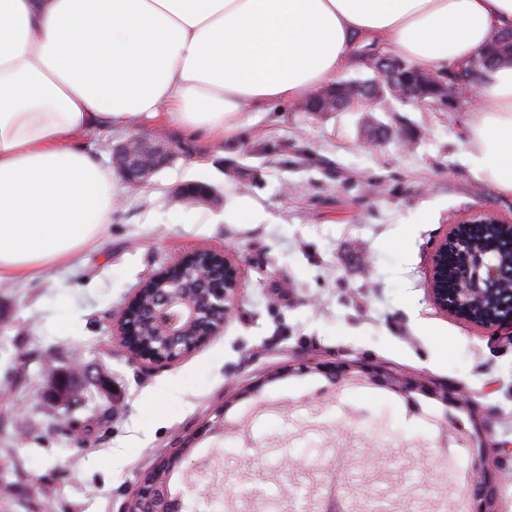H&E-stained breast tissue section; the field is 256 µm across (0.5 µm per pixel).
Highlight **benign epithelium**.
Returning <instances> with one entry per match:
<instances>
[{
	"mask_svg": "<svg viewBox=\"0 0 512 512\" xmlns=\"http://www.w3.org/2000/svg\"><path fill=\"white\" fill-rule=\"evenodd\" d=\"M367 64L380 75L398 72L402 93L398 97L426 103V98L444 99L448 77L438 76L426 68H416L422 83L409 80L406 64L395 57L374 54ZM351 99L336 101V86L331 85L311 93L298 107L305 112L338 111ZM113 160L125 181L132 187L143 185L154 171L160 169L149 144L139 135L128 137L113 152ZM471 224H496L512 236V224L498 216L476 210L435 241L427 280V293L434 308L442 315L466 320L482 330L500 336L509 331L512 341V259L470 247L460 272L454 277V287H448V257L459 251L463 229ZM202 251L179 257L161 271L145 279L129 299L117 320V336L130 358L150 364H170L184 357L218 335L238 301L241 272L238 257L228 250H208L220 271L201 273L194 282H183L179 274ZM334 383L352 376L355 367L336 360L318 366ZM360 376L388 388L414 404L412 393L429 394L455 408L465 409L471 399L454 385L425 387L408 376L394 374L378 366H361ZM472 480L465 493L470 503L468 512H494L491 478L480 468L471 471ZM133 497L139 512H170L172 502L167 488L159 484L154 474L139 482Z\"/></svg>",
	"mask_w": 512,
	"mask_h": 512,
	"instance_id": "obj_1",
	"label": "benign epithelium"
}]
</instances>
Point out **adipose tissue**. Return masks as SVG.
Instances as JSON below:
<instances>
[{"mask_svg":"<svg viewBox=\"0 0 512 512\" xmlns=\"http://www.w3.org/2000/svg\"><path fill=\"white\" fill-rule=\"evenodd\" d=\"M512 0H0V279L73 259L112 220L115 177L76 133L237 116L334 80L356 35L419 65L465 63ZM476 175L512 197V66L484 70Z\"/></svg>","mask_w":512,"mask_h":512,"instance_id":"adipose-tissue-1","label":"adipose tissue"}]
</instances>
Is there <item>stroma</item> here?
Here are the masks:
<instances>
[{"label":"stroma","instance_id":"35a3bbf8","mask_svg":"<svg viewBox=\"0 0 512 512\" xmlns=\"http://www.w3.org/2000/svg\"><path fill=\"white\" fill-rule=\"evenodd\" d=\"M356 38L336 79H375L384 53ZM474 90L439 110L392 96L375 107L316 115L294 102L242 113L223 141L151 122L78 146L112 164L129 134H166L174 156L151 181L124 188L98 241L69 263L0 282V512H123L154 460L188 440L173 487H193L189 512H252L246 489L273 509L311 512L327 465L341 463L352 512H447V466L474 460L499 475L495 512H512V343L430 305L431 246L474 210L512 220V198L465 159ZM201 182L208 207L177 201ZM196 249L231 250L242 292L220 335L164 367L132 360L115 325L146 278ZM372 362L429 384H457L466 412L417 395L442 428H481L442 454L406 400L373 385L324 392L318 362ZM81 362L113 395L86 387L59 406L53 374ZM309 371H299V364ZM119 408L100 427L92 409ZM212 434H200L205 423Z\"/></svg>","mask_w":512,"mask_h":512}]
</instances>
